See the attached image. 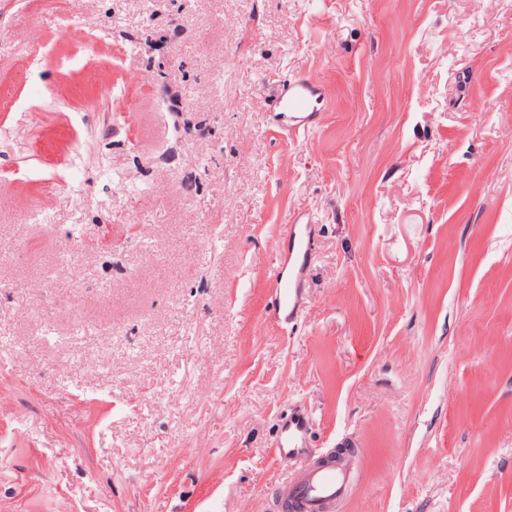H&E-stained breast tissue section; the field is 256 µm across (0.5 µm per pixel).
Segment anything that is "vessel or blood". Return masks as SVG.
I'll use <instances>...</instances> for the list:
<instances>
[{"label": "vessel or blood", "instance_id": "1", "mask_svg": "<svg viewBox=\"0 0 512 512\" xmlns=\"http://www.w3.org/2000/svg\"><path fill=\"white\" fill-rule=\"evenodd\" d=\"M326 91L322 84L299 78L283 84L270 104L278 127L285 133L314 128L325 109ZM275 311L281 322H291L300 310V290L295 273L277 271L275 276ZM310 430L307 414L290 413L275 441L279 457L296 459L306 454V438ZM352 475L345 468H319L303 476L291 487V497L303 512H320L325 502L344 497L350 490Z\"/></svg>", "mask_w": 512, "mask_h": 512}]
</instances>
